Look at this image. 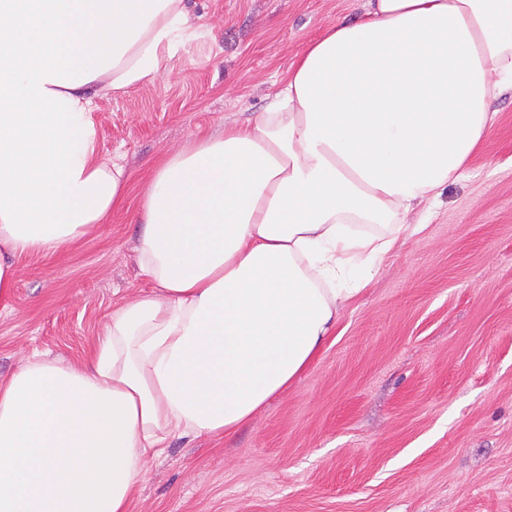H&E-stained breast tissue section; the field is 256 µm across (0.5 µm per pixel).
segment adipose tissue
I'll list each match as a JSON object with an SVG mask.
<instances>
[{"label": "adipose tissue", "instance_id": "adipose-tissue-1", "mask_svg": "<svg viewBox=\"0 0 512 512\" xmlns=\"http://www.w3.org/2000/svg\"><path fill=\"white\" fill-rule=\"evenodd\" d=\"M188 0H0V307L15 261L123 208L94 101L168 70ZM512 85V0H368L272 108L156 169L136 213L149 291L80 364L0 382V512H128L171 438L232 435L310 364L407 223L462 177Z\"/></svg>", "mask_w": 512, "mask_h": 512}]
</instances>
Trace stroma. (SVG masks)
<instances>
[{"instance_id":"35a3bbf8","label":"stroma","mask_w":512,"mask_h":512,"mask_svg":"<svg viewBox=\"0 0 512 512\" xmlns=\"http://www.w3.org/2000/svg\"><path fill=\"white\" fill-rule=\"evenodd\" d=\"M365 0H194L168 72L98 101V153L124 209L79 243L17 262L0 380L33 353L80 362L147 283L135 220L155 167L265 111L296 56ZM426 229L343 310L308 369L233 436L172 438L129 512H512V90Z\"/></svg>"}]
</instances>
